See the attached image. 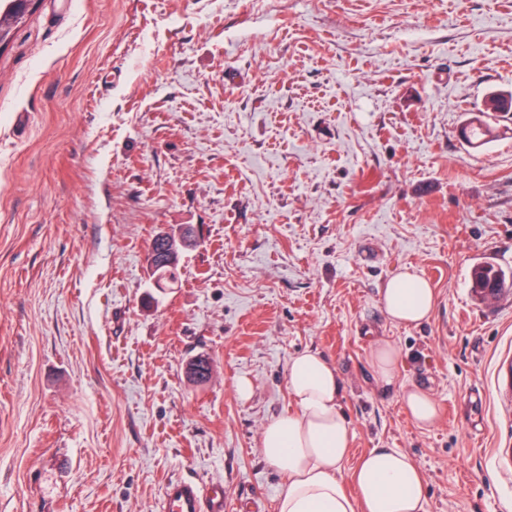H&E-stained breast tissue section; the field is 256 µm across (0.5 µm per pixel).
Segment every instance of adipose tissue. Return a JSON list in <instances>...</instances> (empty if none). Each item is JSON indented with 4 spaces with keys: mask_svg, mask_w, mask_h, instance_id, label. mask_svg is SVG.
<instances>
[{
    "mask_svg": "<svg viewBox=\"0 0 512 512\" xmlns=\"http://www.w3.org/2000/svg\"><path fill=\"white\" fill-rule=\"evenodd\" d=\"M382 304L394 323L418 324L429 317L434 292L406 269L387 282ZM287 386L295 412L270 419L260 439L263 459L286 476L277 512H425L426 478L393 448L364 455L352 475L357 493L346 492L342 467L352 432L340 409V378L321 353L307 350L292 358Z\"/></svg>",
    "mask_w": 512,
    "mask_h": 512,
    "instance_id": "1",
    "label": "adipose tissue"
}]
</instances>
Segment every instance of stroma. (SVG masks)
I'll use <instances>...</instances> for the list:
<instances>
[{
	"instance_id": "obj_1",
	"label": "stroma",
	"mask_w": 512,
	"mask_h": 512,
	"mask_svg": "<svg viewBox=\"0 0 512 512\" xmlns=\"http://www.w3.org/2000/svg\"><path fill=\"white\" fill-rule=\"evenodd\" d=\"M494 92L512 0H38L0 51V512H159L182 476L275 512L261 431L306 350L343 382V479L395 448L425 512H512V289L470 283L512 273V118L461 136ZM186 224L154 288L150 243ZM407 267L417 326L381 303ZM156 238L155 246L158 249L155 246L150 248L148 264L154 288H166L164 282L170 281L169 264L163 260L161 254H164L165 250L169 247L181 246L175 249L171 255L172 267L177 271L181 255L185 250L182 246L194 244L196 238L193 229L189 226L181 227L177 234L165 232L160 233ZM490 287H493V291H495L492 298H489L485 293V288ZM471 288L477 297L484 302H488L495 300L503 288H512V282L500 268L491 264H483L474 269ZM382 304L394 323L419 324L431 314L434 292L424 278L406 268L387 282ZM396 356L395 348L388 341L379 340L372 347V359L377 378L385 384L390 385L397 378ZM402 398L408 413L418 426L428 427L437 422V404L429 391L418 386L404 387Z\"/></svg>"
}]
</instances>
